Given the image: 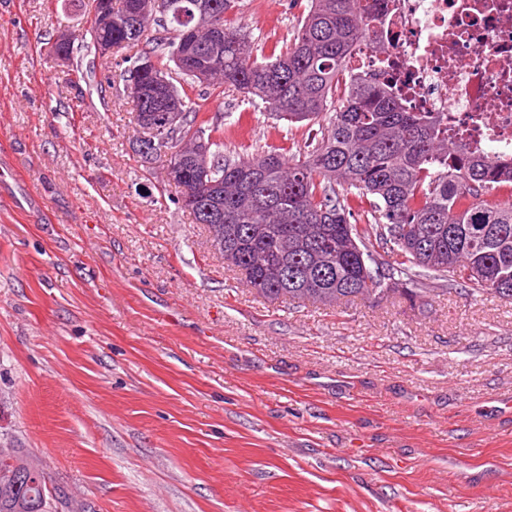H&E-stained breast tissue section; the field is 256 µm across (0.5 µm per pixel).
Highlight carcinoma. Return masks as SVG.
<instances>
[{"label":"carcinoma","instance_id":"1","mask_svg":"<svg viewBox=\"0 0 512 512\" xmlns=\"http://www.w3.org/2000/svg\"><path fill=\"white\" fill-rule=\"evenodd\" d=\"M107 29L87 30L89 47L141 42L156 64L124 71L134 83L135 119L165 112L156 77L167 74L183 127L137 152L164 162L176 153L182 206L204 225L247 287L281 302L336 306L398 293L413 301L466 286L512 301V161L448 141L431 112H408L376 73L353 74L351 54L371 41L385 0H310L291 37L258 60L251 33L236 20L239 0H202L224 33H189L169 0L143 15L136 0H113ZM259 99L293 125H318L303 144L249 145L224 154V113L209 111L201 77ZM212 141L208 164L195 158L199 135ZM395 256L380 261L379 250ZM49 477L27 448H0V512H48Z\"/></svg>","mask_w":512,"mask_h":512}]
</instances>
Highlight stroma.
I'll list each match as a JSON object with an SVG mask.
<instances>
[{
  "label": "stroma",
  "instance_id": "stroma-1",
  "mask_svg": "<svg viewBox=\"0 0 512 512\" xmlns=\"http://www.w3.org/2000/svg\"><path fill=\"white\" fill-rule=\"evenodd\" d=\"M307 0H261L256 43ZM92 0H0V435L95 512H512V303L269 301L174 204ZM225 151L282 144L214 101Z\"/></svg>",
  "mask_w": 512,
  "mask_h": 512
}]
</instances>
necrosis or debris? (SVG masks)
Listing matches in <instances>:
<instances>
[{
    "mask_svg": "<svg viewBox=\"0 0 512 512\" xmlns=\"http://www.w3.org/2000/svg\"><path fill=\"white\" fill-rule=\"evenodd\" d=\"M383 54L361 46L352 73L372 71L410 112L448 121V139L512 159V0H388L375 25Z\"/></svg>",
    "mask_w": 512,
    "mask_h": 512,
    "instance_id": "1",
    "label": "necrosis or debris"
}]
</instances>
